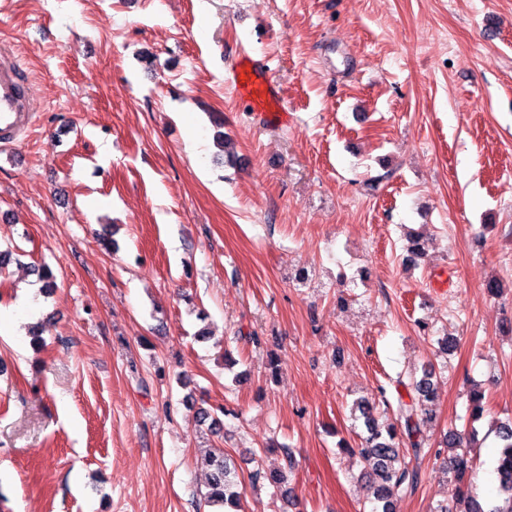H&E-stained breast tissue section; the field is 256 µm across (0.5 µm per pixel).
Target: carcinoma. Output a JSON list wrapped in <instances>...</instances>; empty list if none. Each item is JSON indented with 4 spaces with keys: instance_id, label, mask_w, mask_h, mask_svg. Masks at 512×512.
Here are the masks:
<instances>
[{
    "instance_id": "carcinoma-1",
    "label": "carcinoma",
    "mask_w": 512,
    "mask_h": 512,
    "mask_svg": "<svg viewBox=\"0 0 512 512\" xmlns=\"http://www.w3.org/2000/svg\"><path fill=\"white\" fill-rule=\"evenodd\" d=\"M435 369L428 364L423 367L421 377L410 375L408 399L398 396L392 408L394 421L386 426L378 423L369 401L362 398L355 402L353 411L363 418L365 435L360 437L357 455L363 465V476L373 486L374 498L371 512H396V501L400 494L412 491L419 481V470L400 456V449L412 452L414 458L425 454L427 439L426 422L432 419L436 387L433 381ZM496 436L500 440L498 458V491L504 496L505 507L495 512H512V420L499 423ZM451 450L448 467L462 475L472 469L463 448V436L455 434L447 439ZM208 469L206 492L199 494L198 507L217 508V512H239L242 491L236 481V465L225 455L224 450L214 449L205 456ZM266 479L281 487L286 483L283 471H266L257 468L252 479Z\"/></svg>"
}]
</instances>
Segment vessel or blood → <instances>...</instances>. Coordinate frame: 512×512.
<instances>
[{
  "label": "vessel or blood",
  "instance_id": "1",
  "mask_svg": "<svg viewBox=\"0 0 512 512\" xmlns=\"http://www.w3.org/2000/svg\"><path fill=\"white\" fill-rule=\"evenodd\" d=\"M39 107L20 58L0 48V144H13L31 124Z\"/></svg>",
  "mask_w": 512,
  "mask_h": 512
}]
</instances>
